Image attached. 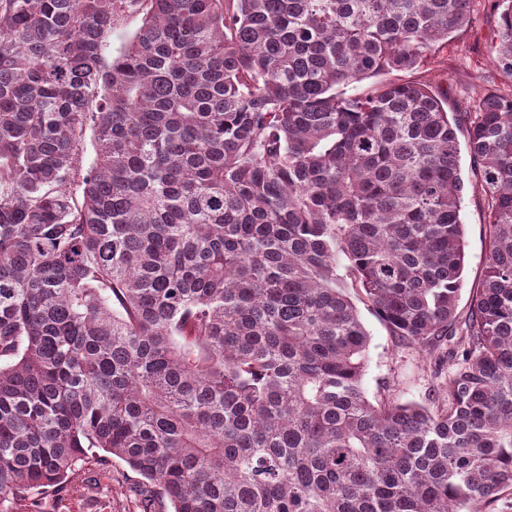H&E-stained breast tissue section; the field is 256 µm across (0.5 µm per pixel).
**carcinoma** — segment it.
<instances>
[{
    "mask_svg": "<svg viewBox=\"0 0 512 512\" xmlns=\"http://www.w3.org/2000/svg\"><path fill=\"white\" fill-rule=\"evenodd\" d=\"M491 2L506 84L465 113L488 255L458 333L461 122L413 74L479 0H0V512L53 510L113 457L168 512H506L512 0ZM346 277L429 355V402L367 397ZM142 14L127 12L118 18L112 25V30L105 38L103 50V62L108 65L112 58L117 56L127 41L135 34L141 26Z\"/></svg>",
    "mask_w": 512,
    "mask_h": 512,
    "instance_id": "obj_1",
    "label": "carcinoma"
}]
</instances>
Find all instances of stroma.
<instances>
[{
    "mask_svg": "<svg viewBox=\"0 0 512 512\" xmlns=\"http://www.w3.org/2000/svg\"><path fill=\"white\" fill-rule=\"evenodd\" d=\"M497 27L496 15L479 8L473 26L431 55L417 71L422 80L448 85V109L471 111L477 92L500 84L490 55ZM466 184L461 219L464 224L465 265L463 287L458 304L459 316H466L471 288L482 280L488 251L484 225L483 196L475 187L469 156L461 158ZM361 320L370 335L365 362L363 388L368 398L386 394L402 401L427 402L435 393L436 382L429 361L415 347L398 343L386 325L367 306H360ZM88 484H111L110 497L99 499L96 506L81 500L66 503L60 512H144L145 503L133 492L135 474L119 459H112L107 470L89 466L83 472Z\"/></svg>",
    "mask_w": 512,
    "mask_h": 512,
    "instance_id": "stroma-1",
    "label": "stroma"
}]
</instances>
